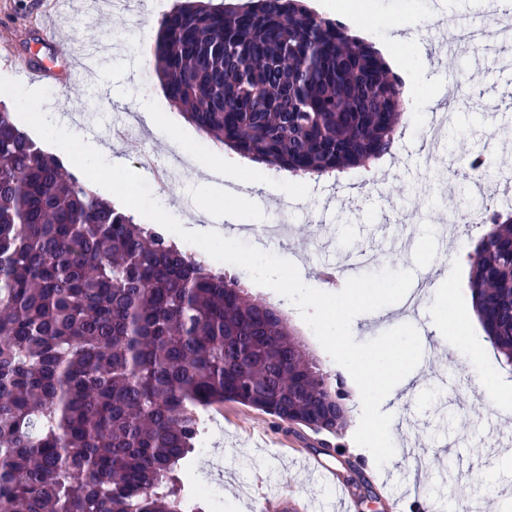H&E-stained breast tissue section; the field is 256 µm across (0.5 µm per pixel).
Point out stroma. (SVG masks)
I'll return each instance as SVG.
<instances>
[{"instance_id":"stroma-1","label":"stroma","mask_w":512,"mask_h":512,"mask_svg":"<svg viewBox=\"0 0 512 512\" xmlns=\"http://www.w3.org/2000/svg\"><path fill=\"white\" fill-rule=\"evenodd\" d=\"M41 0H0V40L15 41L25 54H36L48 66L62 57L84 52L88 55V78L70 82H47L52 112L84 111L88 87L98 92L100 111L133 112L141 99L152 98L159 120L154 127L140 125L132 144H114L107 136L97 141L125 165L135 163L140 148L165 153L178 150L198 160L215 153L209 138L193 133L169 140L164 122L173 104L163 93L154 68L138 70L140 58H153L151 34L158 28V12L144 11L142 0L128 7L111 8L106 0H88L83 13L67 10L64 0H54L55 23L62 30L58 53H49L40 28ZM372 15L396 16L404 20L406 40L397 69L402 78L412 77L417 63H425L426 79L418 86L417 99L408 106L409 119L397 142L398 163L379 181L378 190L362 185L367 174L355 168L339 180L322 179L319 193H312L311 178H300L292 191H285L279 169H264L263 189L253 211L243 223L272 224L279 212L291 218L287 250L267 241L258 248L282 254L293 261L305 256L301 271L318 280L325 261L345 262L361 250L378 254L375 266L351 271L349 293L353 332L349 349L358 357H373L398 350L395 367L400 374H416L417 384L392 412L390 433L395 447L405 435L417 436L425 447L423 472H416L404 455H396L389 468L369 466L356 450L353 435L362 405L359 390L349 372L335 363L322 348L297 309L272 290H257L253 296L281 308L287 325L303 341L310 355L331 377L344 382V403L350 410L347 427L335 434L317 433L301 425L279 422L257 409L225 403L209 426L188 463L190 475L201 476L214 495L205 497V512H259L265 503L287 498L290 504L310 503L312 512H334V485L317 483L294 464L293 455L330 458L337 482L351 491L356 512H391L383 486H390L402 499L398 512H414V488L422 486L436 512H448V490L459 484H476L481 473L497 474L500 488L512 489V468L500 465L496 435L489 427L492 408L483 400V387L497 386L504 401L512 403V373L504 369L496 350L488 342L471 305L468 255L480 237L466 235L463 247L443 245L439 228L451 215L476 207L479 197L472 187L457 184L452 194L442 191L441 175L424 162L425 144L417 129L427 112L425 98L434 96L439 85L454 83L466 72L478 83V95L460 101L453 122L442 136L438 155L460 160L481 148L486 134L504 122L512 123V66L503 58L512 56V45L484 56L442 57L439 33L422 37L419 20L431 9L432 0H368ZM203 177L198 167L183 170L177 188L160 196V204L182 224L198 221L206 202L200 191ZM449 258L452 286L447 290L460 321L469 325L468 340L480 352L482 369L473 372L468 359L449 357L447 333L435 332V298L426 295L419 315L428 326L419 333L412 319L399 315V302L406 289L416 287L423 261L436 253Z\"/></svg>"}]
</instances>
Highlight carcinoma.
I'll return each instance as SVG.
<instances>
[{"label": "carcinoma", "mask_w": 512, "mask_h": 512, "mask_svg": "<svg viewBox=\"0 0 512 512\" xmlns=\"http://www.w3.org/2000/svg\"><path fill=\"white\" fill-rule=\"evenodd\" d=\"M157 74L209 139L299 176L391 153L403 81L301 0L163 14ZM470 258L512 367V217ZM341 388L281 311L146 230L0 111V512H203L183 463L226 402L317 432Z\"/></svg>", "instance_id": "1"}]
</instances>
